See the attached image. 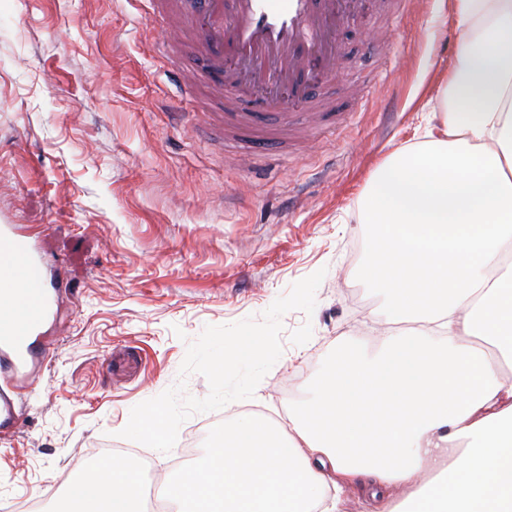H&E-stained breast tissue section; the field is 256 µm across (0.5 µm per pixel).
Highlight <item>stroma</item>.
<instances>
[{
	"label": "stroma",
	"instance_id": "obj_1",
	"mask_svg": "<svg viewBox=\"0 0 512 512\" xmlns=\"http://www.w3.org/2000/svg\"><path fill=\"white\" fill-rule=\"evenodd\" d=\"M144 9L0 0V225L31 236L66 283L42 328L51 362L20 383L21 419L0 443V512L68 483L106 444L176 477L182 444L164 454L121 437L131 409L179 383L206 397L203 375L180 374L188 345L206 326L261 319L321 269L312 316H283L282 355L253 397L179 428L199 430V457L248 412L291 432L288 412L336 348L378 338L383 301L357 279L368 243L358 198L381 162L423 140L460 42L440 0H415L390 38L347 26L345 66L319 88L342 123L299 111L306 141L244 157L204 121L175 117L178 75L201 59L176 46L164 69L136 32ZM306 324L310 339L294 344Z\"/></svg>",
	"mask_w": 512,
	"mask_h": 512
}]
</instances>
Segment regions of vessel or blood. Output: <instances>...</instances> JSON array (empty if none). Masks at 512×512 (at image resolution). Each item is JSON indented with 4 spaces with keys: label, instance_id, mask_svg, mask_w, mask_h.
I'll return each mask as SVG.
<instances>
[{
    "label": "vessel or blood",
    "instance_id": "1",
    "mask_svg": "<svg viewBox=\"0 0 512 512\" xmlns=\"http://www.w3.org/2000/svg\"><path fill=\"white\" fill-rule=\"evenodd\" d=\"M362 0H201L178 9V27L205 62L186 84L189 98L218 89L223 109L211 113L219 135L246 128L265 146L287 123L267 128L255 108L321 109L312 82L335 78L344 60L339 31L360 17ZM26 309L16 333L12 311ZM53 309L47 267L31 241L0 226V384L23 377L37 353V333Z\"/></svg>",
    "mask_w": 512,
    "mask_h": 512
}]
</instances>
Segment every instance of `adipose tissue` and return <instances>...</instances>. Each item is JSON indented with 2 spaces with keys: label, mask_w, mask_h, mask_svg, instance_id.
Listing matches in <instances>:
<instances>
[{
  "label": "adipose tissue",
  "mask_w": 512,
  "mask_h": 512,
  "mask_svg": "<svg viewBox=\"0 0 512 512\" xmlns=\"http://www.w3.org/2000/svg\"><path fill=\"white\" fill-rule=\"evenodd\" d=\"M449 5L464 37L436 119L360 200L383 335L337 350L291 435L257 414L219 431L166 483L173 512H340L355 481L408 512H512V0ZM141 487L105 458L57 512H142Z\"/></svg>",
  "instance_id": "adipose-tissue-1"
}]
</instances>
